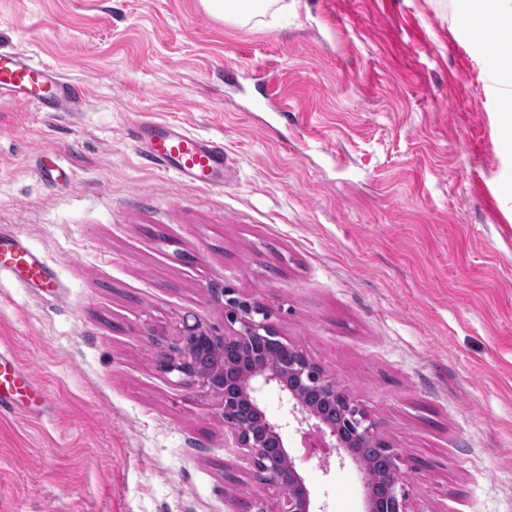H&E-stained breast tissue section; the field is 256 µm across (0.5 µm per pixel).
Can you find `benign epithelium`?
<instances>
[{
	"instance_id": "7a95c632",
	"label": "benign epithelium",
	"mask_w": 512,
	"mask_h": 512,
	"mask_svg": "<svg viewBox=\"0 0 512 512\" xmlns=\"http://www.w3.org/2000/svg\"><path fill=\"white\" fill-rule=\"evenodd\" d=\"M211 293L226 297L224 331L184 318L176 341L158 354L157 366L221 397L224 425L237 447L251 455L264 483L283 490L276 512H312L310 491L283 439L292 420L312 424L324 439L323 447L361 467L366 512H379L374 493L379 482L385 486L387 512H408L409 489L403 478L406 460L377 435L366 411L303 350L283 340L264 307L233 297L229 288H213ZM226 347L236 349L238 355L210 360L214 350ZM271 384L286 394L289 405L279 422L267 417L257 398ZM353 440H363L376 449L386 460L383 472L349 452L348 443Z\"/></svg>"
}]
</instances>
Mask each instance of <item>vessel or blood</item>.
I'll return each mask as SVG.
<instances>
[{
	"label": "vessel or blood",
	"instance_id": "vessel-or-blood-1",
	"mask_svg": "<svg viewBox=\"0 0 512 512\" xmlns=\"http://www.w3.org/2000/svg\"><path fill=\"white\" fill-rule=\"evenodd\" d=\"M43 112H81L83 89L58 70L36 62L21 51H0V98ZM133 138L143 158L179 182L208 189H223L228 160L223 142L191 133L173 122L139 121ZM25 273L28 280L55 287L52 267L36 252L23 248L16 234L0 227V270ZM26 392L34 401L46 400L37 382L16 359L0 354V409L11 408L16 394Z\"/></svg>",
	"mask_w": 512,
	"mask_h": 512
}]
</instances>
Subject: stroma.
<instances>
[{
  "mask_svg": "<svg viewBox=\"0 0 512 512\" xmlns=\"http://www.w3.org/2000/svg\"><path fill=\"white\" fill-rule=\"evenodd\" d=\"M0 0V50L85 87L77 117L0 100V225L56 291L0 272V353L45 384L0 410V512H245L263 483L222 400L156 357L230 288L366 409L407 461L409 512H512V79L477 0ZM139 120L223 142L232 187L181 184ZM51 149L67 181L46 182ZM288 428L318 512L363 477ZM278 0H205L207 9L216 17L240 23H262L263 17L279 11Z\"/></svg>",
  "mask_w": 512,
  "mask_h": 512,
  "instance_id": "1",
  "label": "stroma"
}]
</instances>
